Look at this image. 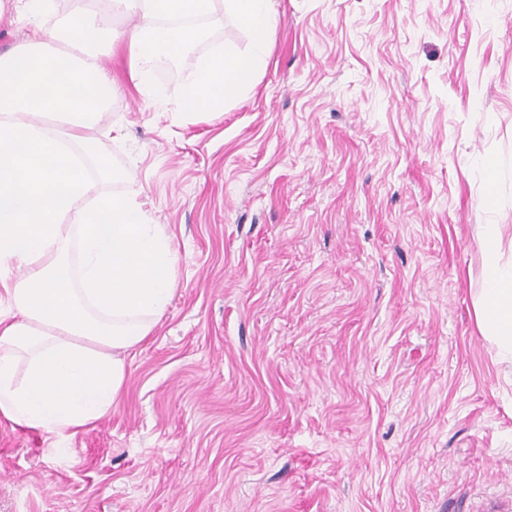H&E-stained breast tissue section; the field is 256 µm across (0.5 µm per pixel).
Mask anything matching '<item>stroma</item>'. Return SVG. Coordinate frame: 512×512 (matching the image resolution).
<instances>
[{
  "instance_id": "stroma-1",
  "label": "stroma",
  "mask_w": 512,
  "mask_h": 512,
  "mask_svg": "<svg viewBox=\"0 0 512 512\" xmlns=\"http://www.w3.org/2000/svg\"><path fill=\"white\" fill-rule=\"evenodd\" d=\"M218 114L104 64L112 176L177 252L119 404L55 444L0 423V512H512V367L473 315L512 236V0H275ZM247 52L217 0L209 37ZM123 127L114 137L113 127Z\"/></svg>"
}]
</instances>
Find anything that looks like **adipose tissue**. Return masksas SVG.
I'll return each instance as SVG.
<instances>
[{"label":"adipose tissue","instance_id":"adipose-tissue-1","mask_svg":"<svg viewBox=\"0 0 512 512\" xmlns=\"http://www.w3.org/2000/svg\"><path fill=\"white\" fill-rule=\"evenodd\" d=\"M252 35L247 53L190 46L206 34L214 0H98L64 28L34 25L0 56V420L66 438L111 413L127 377L126 355L152 333L174 292L170 237L132 200L92 195L80 167L112 99L102 46L123 35L143 95L162 98L157 71L183 61L178 100L218 113L228 93L265 69L273 0H224ZM482 286L475 324L498 363L512 365V243L481 224Z\"/></svg>","mask_w":512,"mask_h":512}]
</instances>
